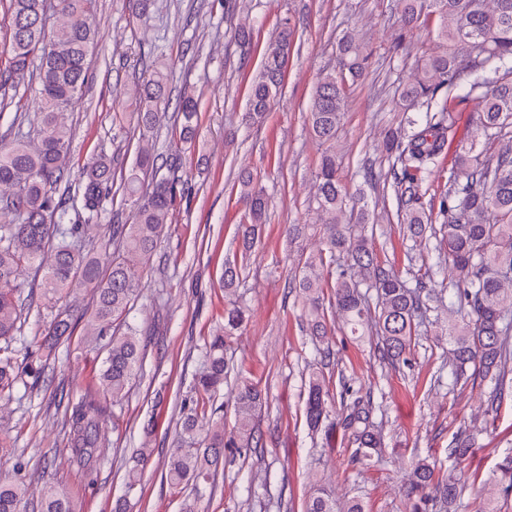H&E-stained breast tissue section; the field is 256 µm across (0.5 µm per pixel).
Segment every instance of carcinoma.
<instances>
[{
    "label": "carcinoma",
    "mask_w": 512,
    "mask_h": 512,
    "mask_svg": "<svg viewBox=\"0 0 512 512\" xmlns=\"http://www.w3.org/2000/svg\"><path fill=\"white\" fill-rule=\"evenodd\" d=\"M9 27L3 53L8 65L0 70V89L29 74L38 80L39 137L31 145L22 131L9 143L0 142V397L11 395L21 379L19 369L45 375L58 358L59 347L71 334L73 311H58L41 342V355L18 363L15 343L32 303L21 298L18 278L29 268L42 273V295L65 297L77 282L94 293L86 336L102 346L105 357L98 373L103 394L118 405L142 366L141 330L127 320L138 297L135 262L150 259L161 242L177 200L189 191L187 182L163 174L176 166L177 153L142 152L121 179L123 223L103 226V203L112 197V160L100 156L82 172L74 191L57 193L67 180L72 125L68 111L82 98L89 80V56L97 37V0H6ZM402 25L411 30L421 19H438L435 47L419 56L399 92L400 120L384 142L391 162V188L398 202V221L412 239L432 229V213L424 201L425 179L456 134V117L448 101H478L472 138L460 144L456 174L443 200L441 242L447 246L448 282L439 289L411 288L398 272L374 260L367 225L388 218L371 209L364 196L352 200L338 174L336 151L323 152L317 172L314 203L320 223L314 225L320 246L294 274L293 287L304 302L306 331L315 341L331 333L326 312L337 310L350 335L377 339L375 349L391 363L406 360L416 327L429 313H448V343L453 383L467 370L493 385L499 400L512 392V147L486 155L482 145L512 135V0H398ZM61 21L50 36L42 18L49 12ZM294 28L284 21L269 39L263 64L252 82L246 117L258 122L281 92ZM368 53L352 33L339 38L336 66L320 73L312 95L308 122L323 144L336 141L346 105V85L365 73ZM168 70L163 62L145 66L138 87V127L144 138L154 134L176 111L180 145L193 146L197 136L198 104L192 96L171 105ZM151 175L152 188L142 190ZM245 205L243 240L252 246L257 225L264 223L267 199L253 173H240ZM96 232L98 250L86 249ZM245 321L239 306L224 310V330L205 347V371L195 383L196 398L182 420L178 445L168 457L166 480L187 489L182 512H196L206 485L224 464V449L248 450L255 441V416L263 405L258 385L242 373L231 374L224 351L233 332ZM233 377L231 394L235 423L224 430V416L213 407L216 395ZM333 393L323 370L309 374L304 414L307 426L318 430L330 418ZM368 396L341 403L338 424L357 442L362 465L382 453L380 426ZM70 459L90 476L100 466L102 411L93 399L71 403L68 419ZM152 449L138 448L128 472V491L137 487L139 467ZM437 463L412 461L405 496L412 512H462L468 484L436 473ZM486 483L497 494L486 498L482 512H501L498 498L512 495V451L491 472ZM26 487L0 482V512H26ZM39 512H79V506L59 483L45 487ZM305 512H336L331 490L311 488Z\"/></svg>",
    "instance_id": "1"
}]
</instances>
